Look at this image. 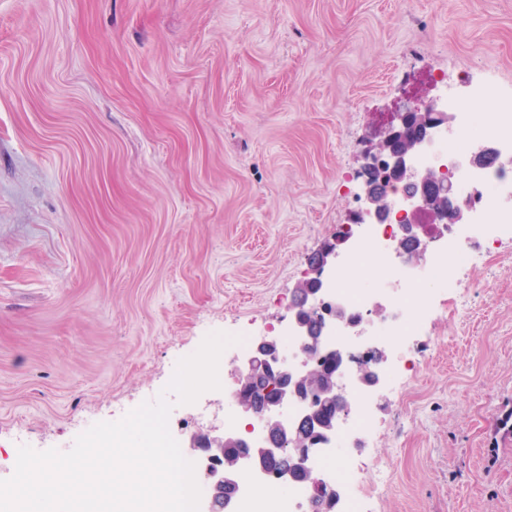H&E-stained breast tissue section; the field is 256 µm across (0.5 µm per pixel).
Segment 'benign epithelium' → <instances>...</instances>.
Wrapping results in <instances>:
<instances>
[{
    "instance_id": "obj_1",
    "label": "benign epithelium",
    "mask_w": 512,
    "mask_h": 512,
    "mask_svg": "<svg viewBox=\"0 0 512 512\" xmlns=\"http://www.w3.org/2000/svg\"><path fill=\"white\" fill-rule=\"evenodd\" d=\"M453 116L430 102L423 107L405 106L393 113L376 134V141L370 142L365 155L362 173L364 207L356 223L376 224L383 222L389 213L372 173L380 169L390 178L393 185L403 190L404 206L408 213L399 220L401 235L395 249L398 256L409 263H416L425 258L429 251L432 236L427 232L420 218L426 217L435 224L449 221L455 224L474 223L470 199L463 196L448 178L449 167L442 168L441 175H421L416 169L415 159L426 152L436 136L442 132H452ZM501 167L512 164V156L502 158L501 149L493 142H481L471 152L469 167L480 170L488 163ZM436 180L438 192L431 194L426 189L427 181ZM337 246L330 245L324 252L313 258L315 272L314 287L301 291L300 300L293 305L291 328L293 335L303 347L316 346L325 352L327 336L337 327L343 326L351 336L364 333V319L349 317L343 305L327 300L324 288V274L336 268ZM323 306L324 313L317 317L319 336H311L307 313L314 307ZM340 372L348 373L352 382L363 389L373 388L380 382L374 369H367L363 364L345 352H333ZM314 369L305 365L295 366L288 362L282 353L279 341L275 338H263L257 342L252 353L240 367V389L247 388L248 383L257 374H263L273 380L275 404L282 409L290 403L302 405L298 419L312 417V403L315 394L323 392L325 383L312 384L306 378ZM237 406L246 415L259 420L265 432L263 443L256 446V452L248 451L250 444L234 434L212 436L208 433L196 434L191 439L190 447L201 453L203 472L210 483L211 495L207 512H231L229 507L238 496L245 478L266 470L270 464H276L283 470H291L302 461H312L314 457L331 440L332 433L318 436L312 448H290L288 437L298 436L299 429L294 424H284L276 416L268 417L257 411L243 399H237ZM232 444L245 449L228 471L219 460L224 445ZM310 504L316 505L332 497L331 485L321 477L306 481Z\"/></svg>"
}]
</instances>
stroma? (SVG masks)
<instances>
[{
  "label": "stroma",
  "instance_id": "1",
  "mask_svg": "<svg viewBox=\"0 0 512 512\" xmlns=\"http://www.w3.org/2000/svg\"><path fill=\"white\" fill-rule=\"evenodd\" d=\"M512 99V0H0V479L288 327L403 103ZM428 291L355 462L368 512H512V237ZM224 393L174 406L185 458ZM390 465L387 484L376 482Z\"/></svg>",
  "mask_w": 512,
  "mask_h": 512
}]
</instances>
